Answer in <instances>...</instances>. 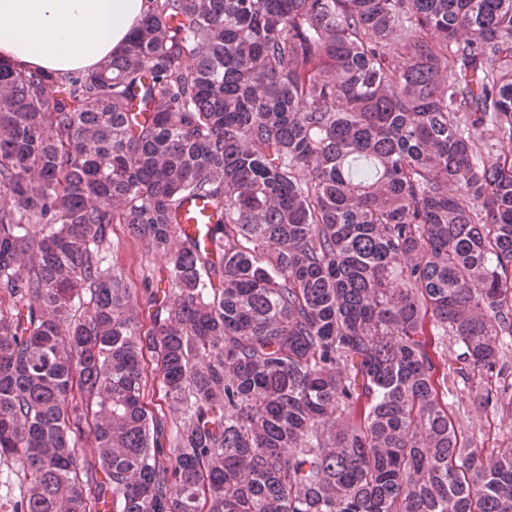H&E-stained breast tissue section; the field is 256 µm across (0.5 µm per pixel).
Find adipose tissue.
<instances>
[{
    "instance_id": "1",
    "label": "adipose tissue",
    "mask_w": 512,
    "mask_h": 512,
    "mask_svg": "<svg viewBox=\"0 0 512 512\" xmlns=\"http://www.w3.org/2000/svg\"><path fill=\"white\" fill-rule=\"evenodd\" d=\"M149 0H0V62L66 74L98 67L128 44Z\"/></svg>"
}]
</instances>
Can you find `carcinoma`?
<instances>
[{
    "label": "carcinoma",
    "instance_id": "obj_1",
    "mask_svg": "<svg viewBox=\"0 0 512 512\" xmlns=\"http://www.w3.org/2000/svg\"><path fill=\"white\" fill-rule=\"evenodd\" d=\"M502 143L512 0H152L87 73L0 63L11 512H512L436 361L512 334ZM114 224L167 292L103 265ZM208 211L209 205L204 200L195 199L185 203L175 223L181 239L187 234L195 236L199 225L205 224L202 218Z\"/></svg>",
    "mask_w": 512,
    "mask_h": 512
}]
</instances>
